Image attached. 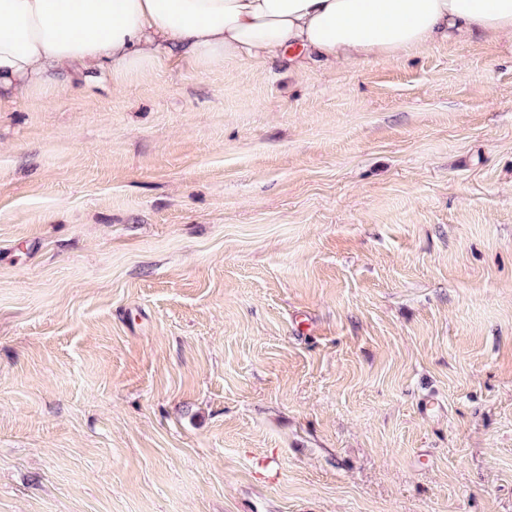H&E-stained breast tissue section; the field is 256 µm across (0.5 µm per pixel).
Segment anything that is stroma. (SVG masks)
<instances>
[{"label": "stroma", "mask_w": 512, "mask_h": 512, "mask_svg": "<svg viewBox=\"0 0 512 512\" xmlns=\"http://www.w3.org/2000/svg\"><path fill=\"white\" fill-rule=\"evenodd\" d=\"M0 512H512V35L0 108Z\"/></svg>", "instance_id": "35a3bbf8"}]
</instances>
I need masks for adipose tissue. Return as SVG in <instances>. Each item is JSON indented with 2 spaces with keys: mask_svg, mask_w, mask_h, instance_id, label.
I'll use <instances>...</instances> for the list:
<instances>
[{
  "mask_svg": "<svg viewBox=\"0 0 512 512\" xmlns=\"http://www.w3.org/2000/svg\"><path fill=\"white\" fill-rule=\"evenodd\" d=\"M478 31L512 33V0H0V107L83 71L396 57Z\"/></svg>",
  "mask_w": 512,
  "mask_h": 512,
  "instance_id": "1",
  "label": "adipose tissue"
}]
</instances>
